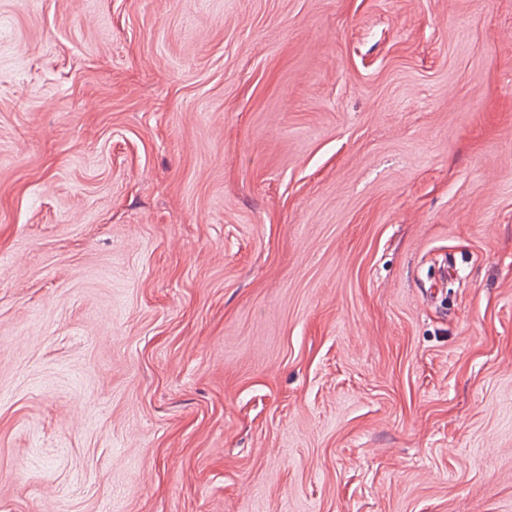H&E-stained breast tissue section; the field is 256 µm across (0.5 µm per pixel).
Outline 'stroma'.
Returning a JSON list of instances; mask_svg holds the SVG:
<instances>
[{"mask_svg":"<svg viewBox=\"0 0 512 512\" xmlns=\"http://www.w3.org/2000/svg\"><path fill=\"white\" fill-rule=\"evenodd\" d=\"M0 512H512V0H0Z\"/></svg>","mask_w":512,"mask_h":512,"instance_id":"stroma-1","label":"stroma"}]
</instances>
